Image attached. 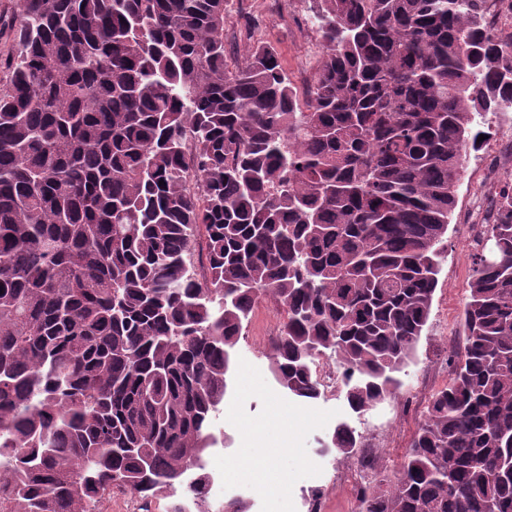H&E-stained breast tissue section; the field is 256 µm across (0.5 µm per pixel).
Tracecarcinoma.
<instances>
[{
    "mask_svg": "<svg viewBox=\"0 0 512 512\" xmlns=\"http://www.w3.org/2000/svg\"><path fill=\"white\" fill-rule=\"evenodd\" d=\"M500 0H316L304 91L229 63L228 0H18L0 82V512L112 490L210 499L232 350L254 306L288 396L332 360L363 413L428 324L475 116L512 105ZM164 184H159V181ZM494 262L483 259L486 244ZM448 385L365 512H512V175L471 239ZM362 436L340 424L329 451Z\"/></svg>",
    "mask_w": 512,
    "mask_h": 512,
    "instance_id": "carcinoma-1",
    "label": "carcinoma"
}]
</instances>
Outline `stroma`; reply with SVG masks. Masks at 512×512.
Instances as JSON below:
<instances>
[{
  "mask_svg": "<svg viewBox=\"0 0 512 512\" xmlns=\"http://www.w3.org/2000/svg\"><path fill=\"white\" fill-rule=\"evenodd\" d=\"M230 5L227 34L235 39L236 59H244L251 40L257 39L276 48L292 81L314 73L323 50L313 24L312 0H230ZM247 15L256 23L249 38L239 33ZM483 165L482 150L469 151L431 317L412 363L400 375L395 396L361 414L349 408L340 384L309 403L288 397L269 370L268 332L272 324L281 323L283 314L273 302L257 304L233 350L235 370L213 423L214 432H226L231 442L209 456L210 468L223 472L235 495L250 502L251 512H309V494L316 488L321 491V512H364L360 454L344 457L323 451L324 442L341 423L377 440V447L368 451L374 467L389 481L397 480L431 392L448 382L446 360L469 294V227L478 220L480 195L496 189L495 183L480 178ZM227 462L241 463L242 468L224 470ZM270 469L285 476L284 490L262 487L261 479Z\"/></svg>",
  "mask_w": 512,
  "mask_h": 512,
  "instance_id": "stroma-1",
  "label": "stroma"
}]
</instances>
